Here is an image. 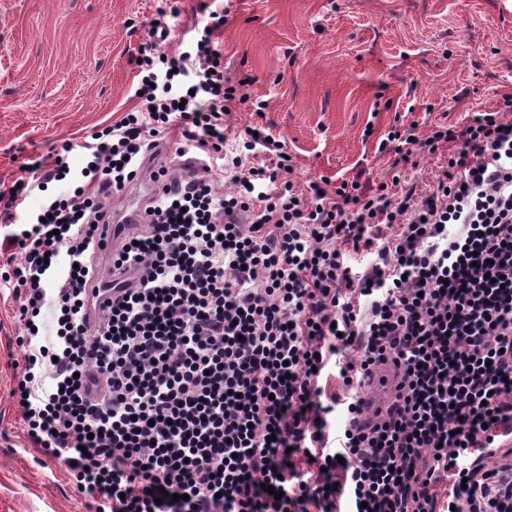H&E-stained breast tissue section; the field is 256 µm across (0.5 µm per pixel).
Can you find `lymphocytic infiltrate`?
Masks as SVG:
<instances>
[{"label": "lymphocytic infiltrate", "instance_id": "1", "mask_svg": "<svg viewBox=\"0 0 512 512\" xmlns=\"http://www.w3.org/2000/svg\"><path fill=\"white\" fill-rule=\"evenodd\" d=\"M214 32L170 59L150 41L137 109L102 130L79 174L54 148L0 191L29 449L96 512H512V464H486L512 433V96L421 140L388 132L398 165L447 145L427 193L354 180L311 183L305 199L266 131L243 144L265 164L225 154L224 118L250 97ZM172 130L234 189L202 174L172 192L158 169L142 227L111 256L127 278L89 325L98 227ZM53 181L68 190L20 218ZM353 252L374 260L352 271ZM382 365L391 397L367 420Z\"/></svg>", "mask_w": 512, "mask_h": 512}]
</instances>
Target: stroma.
<instances>
[{
  "label": "stroma",
  "mask_w": 512,
  "mask_h": 512,
  "mask_svg": "<svg viewBox=\"0 0 512 512\" xmlns=\"http://www.w3.org/2000/svg\"><path fill=\"white\" fill-rule=\"evenodd\" d=\"M223 12L224 73L256 112L226 118L228 148L260 126L324 178L390 183L391 127L465 125L512 94V0H0V189L34 155L82 147L136 107L154 22L184 31ZM16 303L0 283V512H95L63 466L36 460L10 392L23 366Z\"/></svg>",
  "instance_id": "obj_1"
}]
</instances>
